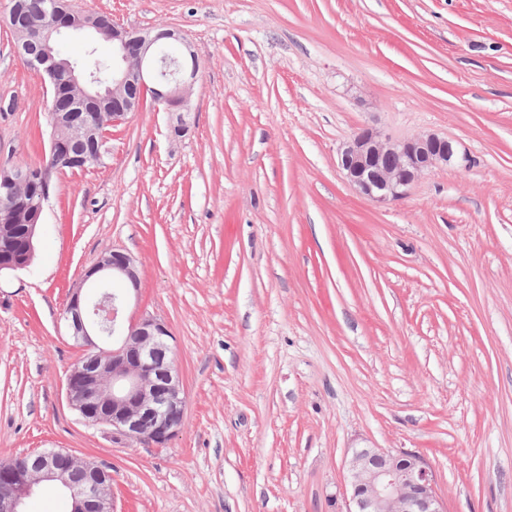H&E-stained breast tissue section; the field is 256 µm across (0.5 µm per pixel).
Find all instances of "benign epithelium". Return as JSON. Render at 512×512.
<instances>
[{"label":"benign epithelium","mask_w":512,"mask_h":512,"mask_svg":"<svg viewBox=\"0 0 512 512\" xmlns=\"http://www.w3.org/2000/svg\"><path fill=\"white\" fill-rule=\"evenodd\" d=\"M56 23L15 29L16 49L22 63L41 74L51 87L61 70L70 74L66 108L53 105L49 162L24 169L0 168V222L13 223L14 214L33 193L49 195L54 162L65 159L72 168L86 167L89 157L72 155L74 136L95 141L99 129L116 126L140 109L146 96L168 112L176 133L184 132L190 112L187 98L198 65L189 43L177 31L130 32L112 25V94L88 91L84 74L58 59L53 43L70 27L72 4L47 0ZM37 44L31 55L28 47ZM467 168L454 141L436 134H421L394 142L381 131L363 129L340 147V169L361 195L386 204L403 198L422 175L440 166ZM105 292L97 297L72 289L63 311L69 336L83 349L80 365L65 379L68 407L91 426L105 425L112 436L162 447L180 430L185 396L162 321L144 316L124 324L121 313L128 293L106 291L121 280L139 289L135 260L121 251H108L86 271L83 281ZM349 498L346 512H446L438 493L435 472L421 455L386 448H354L347 460ZM111 472L103 464L81 460L62 450H44L26 457L18 466L0 468V496L8 497L17 512L43 483L63 489L72 500V512H112L107 494Z\"/></svg>","instance_id":"benign-epithelium-1"}]
</instances>
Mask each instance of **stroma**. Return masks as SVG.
<instances>
[{
    "label": "stroma",
    "mask_w": 512,
    "mask_h": 512,
    "mask_svg": "<svg viewBox=\"0 0 512 512\" xmlns=\"http://www.w3.org/2000/svg\"><path fill=\"white\" fill-rule=\"evenodd\" d=\"M0 0V165L49 152L47 82ZM197 55L192 121L144 102L103 165L53 175L34 263L0 274V462L112 470L113 512H345L350 449L417 453L447 512H512V0H82ZM367 125L454 140L400 200L359 195ZM124 320L164 321L185 394L165 447L67 405L61 314L104 252Z\"/></svg>",
    "instance_id": "35a3bbf8"
}]
</instances>
